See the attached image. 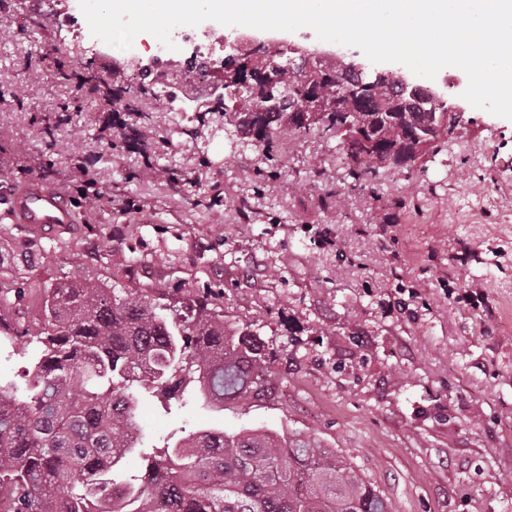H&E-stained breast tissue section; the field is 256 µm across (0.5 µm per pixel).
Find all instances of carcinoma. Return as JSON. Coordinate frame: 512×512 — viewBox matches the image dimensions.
Segmentation results:
<instances>
[{"instance_id": "cac0c4a2", "label": "carcinoma", "mask_w": 512, "mask_h": 512, "mask_svg": "<svg viewBox=\"0 0 512 512\" xmlns=\"http://www.w3.org/2000/svg\"><path fill=\"white\" fill-rule=\"evenodd\" d=\"M286 124L256 135L274 160ZM351 175L377 170L345 153ZM23 383L0 381V492L7 512H394L342 457L262 429L195 432L158 446L141 410L228 406L259 396L270 353L208 297L70 280L46 292ZM137 453L136 462L123 466Z\"/></svg>"}]
</instances>
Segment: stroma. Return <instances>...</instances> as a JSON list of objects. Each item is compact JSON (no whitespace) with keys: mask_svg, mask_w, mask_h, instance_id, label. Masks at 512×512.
I'll return each mask as SVG.
<instances>
[{"mask_svg":"<svg viewBox=\"0 0 512 512\" xmlns=\"http://www.w3.org/2000/svg\"><path fill=\"white\" fill-rule=\"evenodd\" d=\"M0 12V374L22 379L40 301L82 276L170 302L209 296L274 352L268 391L179 426L308 436L345 457L396 512H512V120L469 108L422 163L350 176L339 134L283 130L267 161L220 112L124 110L126 82L76 91ZM146 151L125 146L127 128ZM83 152L108 204L73 224L14 223L4 198L32 178L75 195ZM52 162L44 171L43 162ZM133 199L141 212L126 211ZM485 293L471 308L463 294Z\"/></svg>","mask_w":512,"mask_h":512,"instance_id":"stroma-1","label":"stroma"}]
</instances>
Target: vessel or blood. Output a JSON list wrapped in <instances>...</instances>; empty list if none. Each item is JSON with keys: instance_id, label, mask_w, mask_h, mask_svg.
<instances>
[{"instance_id": "obj_1", "label": "vessel or blood", "mask_w": 512, "mask_h": 512, "mask_svg": "<svg viewBox=\"0 0 512 512\" xmlns=\"http://www.w3.org/2000/svg\"><path fill=\"white\" fill-rule=\"evenodd\" d=\"M9 209L19 223L71 224L75 213L69 202L56 192L48 190L36 180H28L11 194Z\"/></svg>"}]
</instances>
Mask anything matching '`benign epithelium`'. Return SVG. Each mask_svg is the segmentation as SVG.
I'll list each match as a JSON object with an SVG mask.
<instances>
[{
	"label": "benign epithelium",
	"instance_id": "benign-epithelium-1",
	"mask_svg": "<svg viewBox=\"0 0 512 512\" xmlns=\"http://www.w3.org/2000/svg\"><path fill=\"white\" fill-rule=\"evenodd\" d=\"M284 40L275 36L224 40L227 56L239 60L246 73L230 71L214 87V97L195 110H212L219 101L233 103L240 86L257 77L255 99L247 113L254 128L267 117L285 115L288 124L307 127L335 121L344 133L343 147L364 156L375 167H396L426 159L434 145L452 137L465 119L466 100L448 109L433 108L444 97L443 85L422 86L421 78L401 69L391 74L395 90L366 79L370 65L321 42H288V63L275 55Z\"/></svg>",
	"mask_w": 512,
	"mask_h": 512
}]
</instances>
